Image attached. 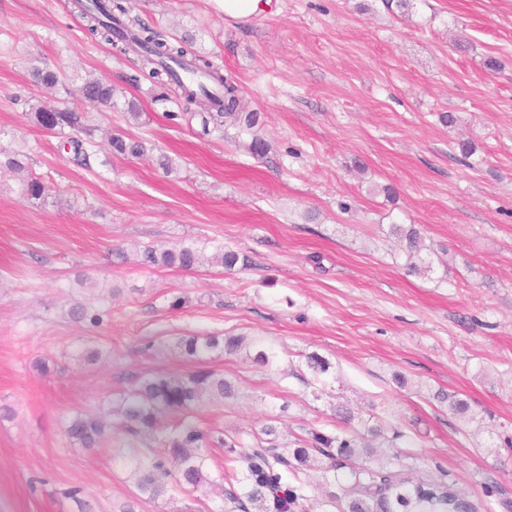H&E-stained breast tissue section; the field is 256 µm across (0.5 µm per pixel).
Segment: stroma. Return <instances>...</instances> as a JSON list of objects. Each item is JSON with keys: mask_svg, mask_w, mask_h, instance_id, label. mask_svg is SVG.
<instances>
[{"mask_svg": "<svg viewBox=\"0 0 512 512\" xmlns=\"http://www.w3.org/2000/svg\"><path fill=\"white\" fill-rule=\"evenodd\" d=\"M131 4L185 39L188 58L220 66L244 110L260 112L254 134L269 151L253 156L233 126L205 130L200 105L159 99L134 52L86 35L77 0H0V152L27 153L49 187L23 198L0 169V512H220L221 496L194 503L175 486L133 500L119 417L97 448L64 435L77 410L111 408L139 376L200 366L240 392L193 412L212 436L213 480L223 440L271 422L287 445L338 432L341 403L349 433L403 431L396 468L446 470L480 512H512V453L500 447L512 435V0H413L405 14L386 0H273L245 26L213 0ZM490 57L501 70L486 69ZM36 61L61 71L53 92L29 82ZM89 74L118 105L76 95ZM38 105L83 113L89 165L65 146L72 129L36 123ZM113 134L141 140L144 155L112 154ZM161 153L174 172L157 166ZM395 224L416 226L430 272L407 273ZM180 241L238 250L249 265L138 264V245ZM78 305L88 319L71 318ZM206 333L246 348L179 353L180 337ZM260 347L278 363H253ZM308 353L331 362V394L298 379ZM45 359L57 371L41 374ZM444 394L468 400L472 419ZM487 483L499 488L488 503ZM72 486L81 501L65 496Z\"/></svg>", "mask_w": 512, "mask_h": 512, "instance_id": "obj_1", "label": "stroma"}]
</instances>
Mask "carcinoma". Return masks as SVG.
I'll list each match as a JSON object with an SVG mask.
<instances>
[{
  "label": "carcinoma",
  "mask_w": 512,
  "mask_h": 512,
  "mask_svg": "<svg viewBox=\"0 0 512 512\" xmlns=\"http://www.w3.org/2000/svg\"><path fill=\"white\" fill-rule=\"evenodd\" d=\"M78 4L88 18L91 34L122 53L133 49L138 53L141 67L149 70L160 88L178 91L186 101L203 105L208 116L204 124L221 128L230 122L243 132L258 126L260 113L241 110L237 86L210 61L197 58L192 67L216 86L214 91L193 88L180 80L173 65L184 61V47L165 39L132 14L130 0H78ZM60 77L59 70L47 65L33 63L29 69L30 82L41 88L56 87ZM82 89L84 99L89 102L114 104V88L98 78L88 77ZM34 115L37 123L46 129H75L82 125V116L74 110L60 109L50 117L45 107L38 106ZM110 146L113 153L123 156L139 157L145 152L141 141L122 135L112 136ZM0 168L15 174L26 173L21 185L23 197L39 200L47 193L44 182L29 173L26 155L5 154ZM391 233L405 241L408 271L420 272L421 266L415 261L421 251L420 233L412 226L406 228L401 224L392 225ZM140 257L141 264L147 267L189 271L200 264L202 249L194 243L161 248L147 245L140 250ZM216 261L227 271L248 266V257L233 249L220 251ZM241 344V338L232 335H190L183 337L178 347L184 356L196 359L219 347L231 355ZM305 364L315 380L331 367L328 360L315 353L306 356ZM235 396V384L209 369L199 368L186 376L154 372L121 394L112 409L96 408L74 414L67 421L64 433L69 441L83 448H96L112 428L108 416L115 414L121 418L128 440L148 444L146 448L130 449V465L137 474L139 494L156 499L168 491L172 482L190 494L209 482L205 461L211 437L190 421L183 420L176 425L170 421L205 402L217 403ZM388 432L392 433V442L403 437L401 431L382 426L369 429L367 438L312 430L297 447L288 448L278 444V428L267 424L253 433V444L226 440V460L233 467L225 472V480L229 484H241V489L224 492V512H305L310 483L303 475L309 471L321 474L320 487L326 502L337 512H477L476 505L459 502L444 470L434 479L404 476L392 470L390 460L375 466L364 463L348 468L349 462L373 455L374 448L368 438H383Z\"/></svg>",
  "instance_id": "obj_1"
}]
</instances>
